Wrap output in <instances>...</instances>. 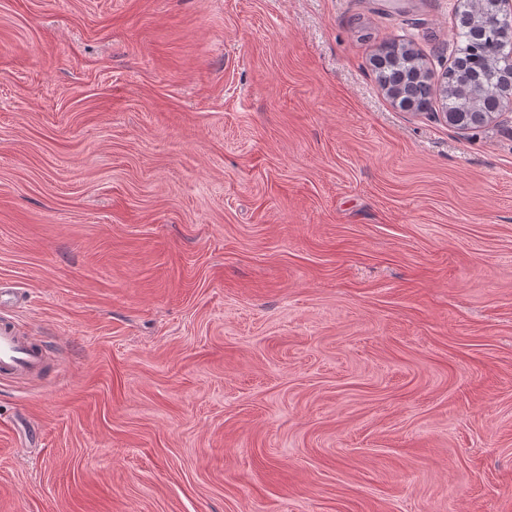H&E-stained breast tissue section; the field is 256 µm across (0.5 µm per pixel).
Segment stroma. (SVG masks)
Returning <instances> with one entry per match:
<instances>
[{
	"instance_id": "obj_1",
	"label": "stroma",
	"mask_w": 512,
	"mask_h": 512,
	"mask_svg": "<svg viewBox=\"0 0 512 512\" xmlns=\"http://www.w3.org/2000/svg\"><path fill=\"white\" fill-rule=\"evenodd\" d=\"M460 0H0V512H512V113L390 98ZM375 72L387 92L400 96L418 111L432 105V86L426 79L428 68L423 57L411 44L392 40L387 42L375 60ZM43 344L16 330L13 321L0 319V377L17 378L39 374L45 366Z\"/></svg>"
}]
</instances>
